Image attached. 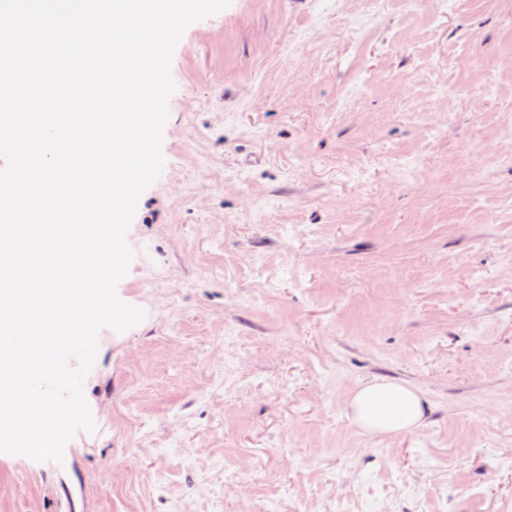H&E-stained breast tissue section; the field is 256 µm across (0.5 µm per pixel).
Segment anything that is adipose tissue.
Here are the masks:
<instances>
[{
    "label": "adipose tissue",
    "mask_w": 512,
    "mask_h": 512,
    "mask_svg": "<svg viewBox=\"0 0 512 512\" xmlns=\"http://www.w3.org/2000/svg\"><path fill=\"white\" fill-rule=\"evenodd\" d=\"M349 418L369 437L413 431L423 420L427 403L411 387L374 381L359 388L349 402Z\"/></svg>",
    "instance_id": "ef3b65f1"
}]
</instances>
